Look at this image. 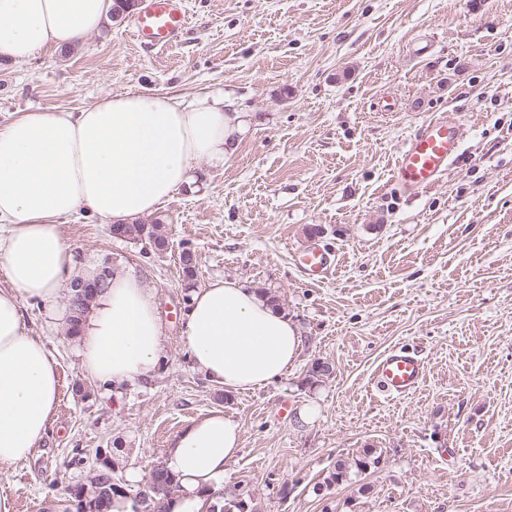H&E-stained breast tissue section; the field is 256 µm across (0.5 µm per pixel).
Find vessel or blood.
Returning a JSON list of instances; mask_svg holds the SVG:
<instances>
[{
	"label": "vessel or blood",
	"instance_id": "vessel-or-blood-1",
	"mask_svg": "<svg viewBox=\"0 0 512 512\" xmlns=\"http://www.w3.org/2000/svg\"><path fill=\"white\" fill-rule=\"evenodd\" d=\"M188 17L183 0H140L131 20V33L146 49L161 48L183 34ZM460 120L442 115L425 121L410 136L395 163L399 194L413 197L434 186L461 156ZM296 264L313 282L322 281L333 266L329 250L308 247L296 255ZM426 363L417 352L398 347L377 363L373 378L386 395L405 397L417 390L426 376Z\"/></svg>",
	"mask_w": 512,
	"mask_h": 512
}]
</instances>
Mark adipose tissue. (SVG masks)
Returning a JSON list of instances; mask_svg holds the SVG:
<instances>
[{"instance_id": "1", "label": "adipose tissue", "mask_w": 512, "mask_h": 512, "mask_svg": "<svg viewBox=\"0 0 512 512\" xmlns=\"http://www.w3.org/2000/svg\"><path fill=\"white\" fill-rule=\"evenodd\" d=\"M113 0H0V65L21 64L93 32ZM249 127L234 98L142 91L78 111L24 112L0 124V468L26 460L43 438L60 393L57 363L29 332L21 305L53 303L74 254L64 219L85 211L122 223L162 206L203 159L227 162ZM194 368L225 391L244 393L285 377L300 354L296 326L255 289L218 279L195 290L182 324ZM164 330L156 290L118 268L78 330L81 364L113 394L157 364ZM241 425L216 410L194 420L166 450L180 489L168 512H201L223 489L240 450Z\"/></svg>"}]
</instances>
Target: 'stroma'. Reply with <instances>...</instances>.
I'll use <instances>...</instances> for the list:
<instances>
[{
  "mask_svg": "<svg viewBox=\"0 0 512 512\" xmlns=\"http://www.w3.org/2000/svg\"><path fill=\"white\" fill-rule=\"evenodd\" d=\"M172 45L145 51L132 9L28 62L0 68V123L151 90L231 94L250 117L235 156L200 161L146 224L169 247L117 240L89 213L61 226L77 270L103 258L144 275L164 322L158 366L115 397L88 378L64 297L25 301L61 391L24 461L0 469L9 512H62L103 453L131 490L192 420L242 426L220 492L246 512H512V0H186ZM460 116L462 159L414 198L393 168L426 120ZM335 256L309 282L296 252ZM196 275L185 279L182 250ZM235 278L267 295L302 338L297 364L259 390L225 394L192 366L181 322L192 292ZM427 373L392 399L372 379L394 347ZM330 375L306 383L314 360ZM381 459L325 486L337 460ZM82 463H75V454Z\"/></svg>",
  "mask_w": 512,
  "mask_h": 512,
  "instance_id": "35a3bbf8",
  "label": "stroma"
}]
</instances>
